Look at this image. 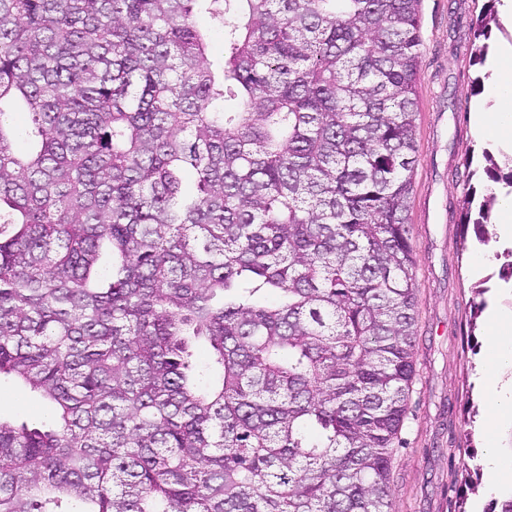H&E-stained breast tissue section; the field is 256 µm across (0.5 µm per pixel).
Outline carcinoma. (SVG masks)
<instances>
[{
    "instance_id": "carcinoma-1",
    "label": "carcinoma",
    "mask_w": 512,
    "mask_h": 512,
    "mask_svg": "<svg viewBox=\"0 0 512 512\" xmlns=\"http://www.w3.org/2000/svg\"><path fill=\"white\" fill-rule=\"evenodd\" d=\"M419 2L0 0V512H395ZM198 22L208 31L210 57L220 59L224 55V29L219 21L210 15L200 16ZM49 416L47 403L12 383L0 384V418L4 422H39Z\"/></svg>"
}]
</instances>
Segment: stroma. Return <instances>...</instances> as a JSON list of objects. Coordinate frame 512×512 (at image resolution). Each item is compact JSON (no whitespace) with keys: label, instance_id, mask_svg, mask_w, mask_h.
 I'll return each mask as SVG.
<instances>
[{"label":"stroma","instance_id":"1","mask_svg":"<svg viewBox=\"0 0 512 512\" xmlns=\"http://www.w3.org/2000/svg\"><path fill=\"white\" fill-rule=\"evenodd\" d=\"M492 9L505 27L491 35L485 65L473 62L471 25ZM512 13L502 0H421L422 56L417 82V162L408 222L416 248L418 322L414 347L415 383L402 436L392 462L391 494L396 512H483L512 488V477L490 486L471 481L462 469L465 451L483 455L493 404L494 374L489 336L493 310L512 308V282L498 276L497 253L512 248L493 224L489 244L462 236L459 224L468 185L490 188L483 150H511L479 126L476 116L492 100L476 78L512 71L501 55ZM486 308L470 303L480 281ZM46 402L9 382L0 383V420L39 422Z\"/></svg>","mask_w":512,"mask_h":512}]
</instances>
